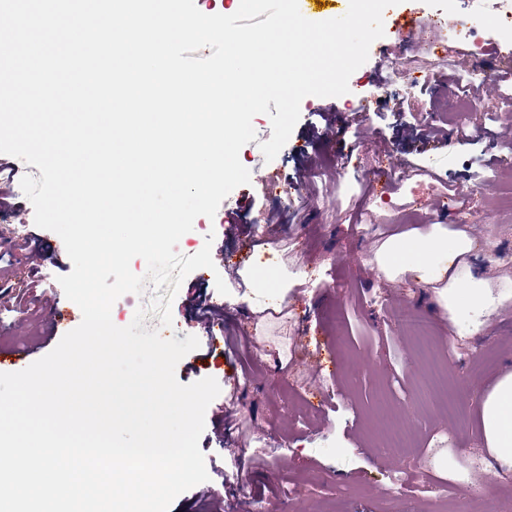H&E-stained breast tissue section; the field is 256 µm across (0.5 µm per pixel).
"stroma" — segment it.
<instances>
[{"label":"stroma","instance_id":"obj_1","mask_svg":"<svg viewBox=\"0 0 512 512\" xmlns=\"http://www.w3.org/2000/svg\"><path fill=\"white\" fill-rule=\"evenodd\" d=\"M406 6L443 19L442 43L462 17L478 12L484 22L456 53L428 46L423 32H386L402 46L398 68L368 58L328 113L324 98L305 97L273 161L260 149L271 121L255 116L257 138L239 153L250 184L214 218H196L177 246L193 255L213 236L215 273L157 292L173 299L169 328L148 310L152 289L112 307L117 326L143 307L144 330L196 336L176 377H212L221 389L199 440L209 479L180 494L173 512H484L476 485L493 492L499 512H512V467L495 461L474 409L478 394L512 373V299L481 333L463 336L433 288L387 279L375 260L391 237L460 230L479 246L488 288L512 290V107L505 85L492 82L493 69H512V21L490 0ZM465 82L490 87L472 111L462 108ZM460 127L471 141L457 139ZM27 174L41 172L0 154V207L9 212L0 220V282L42 280L29 288V310L0 296V347L31 348L37 360L57 345L45 335L46 308L73 265L60 237L35 225L20 187ZM268 175L278 190L264 185ZM382 176L391 186L384 193L375 188ZM241 209L244 223H225V211ZM251 247L267 254L264 268L246 260ZM219 278L228 294L217 292ZM199 294L210 308L203 317L193 309ZM401 310L428 321L429 350L405 334ZM432 360L448 363L454 413L421 391ZM389 420L413 435L405 455L377 451Z\"/></svg>","mask_w":512,"mask_h":512}]
</instances>
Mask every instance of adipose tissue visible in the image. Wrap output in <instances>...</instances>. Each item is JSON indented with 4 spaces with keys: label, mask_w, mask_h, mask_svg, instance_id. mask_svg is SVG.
I'll return each mask as SVG.
<instances>
[{
    "label": "adipose tissue",
    "mask_w": 512,
    "mask_h": 512,
    "mask_svg": "<svg viewBox=\"0 0 512 512\" xmlns=\"http://www.w3.org/2000/svg\"><path fill=\"white\" fill-rule=\"evenodd\" d=\"M477 258L475 240L458 231H438L386 242L376 254L379 269L387 277L411 275L435 287L451 319L468 334L479 333L485 317L494 311L495 299L472 264ZM475 408L494 458L512 463V373L481 395Z\"/></svg>",
    "instance_id": "obj_1"
}]
</instances>
